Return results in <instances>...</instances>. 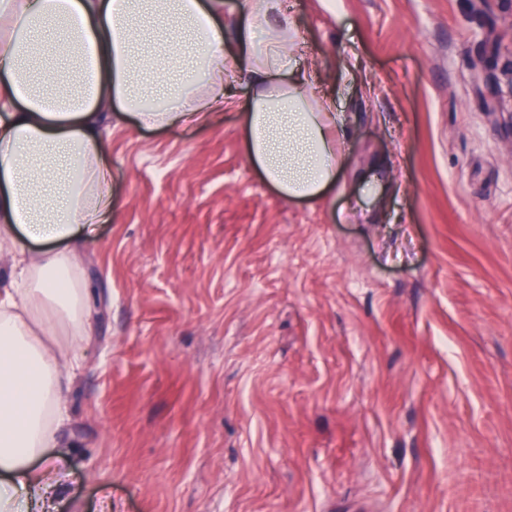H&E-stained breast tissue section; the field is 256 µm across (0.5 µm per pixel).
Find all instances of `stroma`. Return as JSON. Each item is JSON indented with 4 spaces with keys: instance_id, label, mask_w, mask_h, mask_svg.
<instances>
[{
    "instance_id": "35a3bbf8",
    "label": "stroma",
    "mask_w": 512,
    "mask_h": 512,
    "mask_svg": "<svg viewBox=\"0 0 512 512\" xmlns=\"http://www.w3.org/2000/svg\"><path fill=\"white\" fill-rule=\"evenodd\" d=\"M345 129L112 122L51 512H512V0H285Z\"/></svg>"
}]
</instances>
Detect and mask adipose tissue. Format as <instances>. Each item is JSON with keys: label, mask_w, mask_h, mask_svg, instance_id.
<instances>
[{"label": "adipose tissue", "mask_w": 512, "mask_h": 512, "mask_svg": "<svg viewBox=\"0 0 512 512\" xmlns=\"http://www.w3.org/2000/svg\"><path fill=\"white\" fill-rule=\"evenodd\" d=\"M223 13L224 0H0V241L14 251L0 268V512L46 510L68 478L45 451L80 363L55 333L92 330L78 240L112 217L107 122L203 124L243 83L266 181L310 200L336 183L334 102L297 65L308 47L284 0H241L230 43Z\"/></svg>", "instance_id": "1"}]
</instances>
